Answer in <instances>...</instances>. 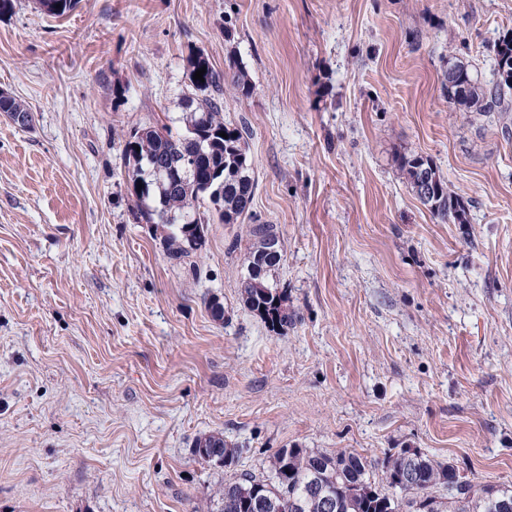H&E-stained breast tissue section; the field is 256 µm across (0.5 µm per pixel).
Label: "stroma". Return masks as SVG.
I'll return each instance as SVG.
<instances>
[{"label":"stroma","instance_id":"1","mask_svg":"<svg viewBox=\"0 0 512 512\" xmlns=\"http://www.w3.org/2000/svg\"><path fill=\"white\" fill-rule=\"evenodd\" d=\"M233 39H225V28ZM512 0H36L0 15V512H211L280 448H415L512 483V116L448 100L492 78ZM245 66L251 211L294 325L241 301L237 224L192 257L132 216L131 130L182 128L186 59ZM466 206L444 223L400 156ZM224 306L214 319L212 300ZM222 434L223 468L192 454ZM399 166L405 170L406 179L412 192L415 189L418 180L425 172L433 178V187L430 191V181L427 176L421 180V191L429 192L427 195L415 193L423 205L429 207L432 214L442 222L449 220L454 224L467 223V211L463 200L448 187V182L440 174L437 166L433 162L420 155L403 156L399 159ZM194 455L207 463L222 460L224 467H230L237 458V448L229 445L222 434H211L196 440L193 447Z\"/></svg>","mask_w":512,"mask_h":512}]
</instances>
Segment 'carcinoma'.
<instances>
[{"label": "carcinoma", "instance_id": "carcinoma-1", "mask_svg": "<svg viewBox=\"0 0 512 512\" xmlns=\"http://www.w3.org/2000/svg\"><path fill=\"white\" fill-rule=\"evenodd\" d=\"M46 13L62 17L72 11L76 0H37ZM495 79L483 84L469 66L459 62L448 66V99L464 112L490 114L512 112V84L503 81L502 65L512 64V30L493 44ZM203 68V81L194 79ZM230 86L249 97L253 85L247 71L236 61ZM186 77L191 92L182 98L184 132L160 134L151 126L132 130L125 144L124 165L133 184L143 182L148 192L136 198L134 216L147 224L167 229L164 243L174 258H188L199 251L189 245L184 228L191 224L205 229L210 213L222 224H242L249 216L256 181L248 161L250 129L224 120L225 76L216 71L200 51L187 58ZM224 132L227 137L219 136ZM196 158L193 177L184 186L169 185L154 170L159 160L175 162ZM399 166L405 170L410 188L421 175L433 178L427 195H417L432 214L443 222L467 223L463 200L448 187L433 162L420 155L403 156ZM249 264L269 241L279 240L272 224H252L247 230ZM282 258L265 263L262 276L245 280L242 300L268 327L285 332L294 324L288 313L286 291L274 279ZM194 455L207 463L221 460L226 467L235 463L237 448L221 434L196 440ZM329 496L330 512H512V484L458 485L456 469L416 450L401 449L378 462L348 449L321 453L305 448H280L262 472L242 473L224 482L213 496L215 512H255L252 501H263L261 512H324L322 498Z\"/></svg>", "mask_w": 512, "mask_h": 512}]
</instances>
